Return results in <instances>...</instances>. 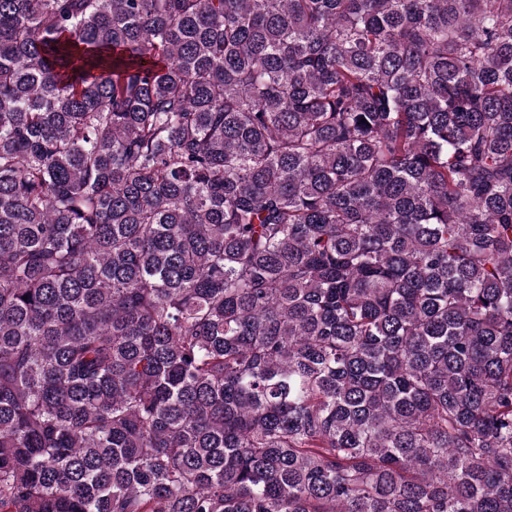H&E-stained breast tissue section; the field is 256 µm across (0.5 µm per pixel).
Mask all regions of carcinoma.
Wrapping results in <instances>:
<instances>
[{"instance_id":"cac0c4a2","label":"carcinoma","mask_w":512,"mask_h":512,"mask_svg":"<svg viewBox=\"0 0 512 512\" xmlns=\"http://www.w3.org/2000/svg\"><path fill=\"white\" fill-rule=\"evenodd\" d=\"M0 512H512V0H0Z\"/></svg>"}]
</instances>
